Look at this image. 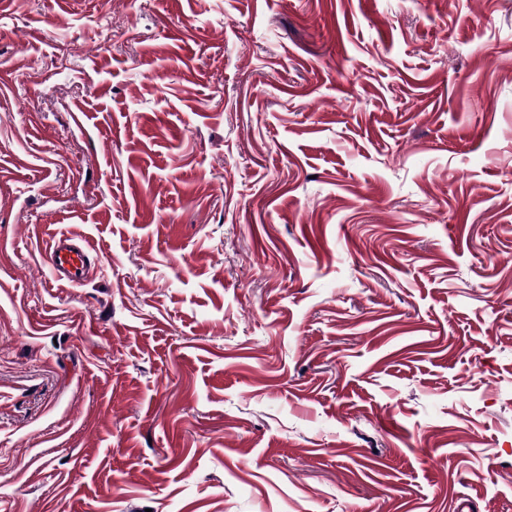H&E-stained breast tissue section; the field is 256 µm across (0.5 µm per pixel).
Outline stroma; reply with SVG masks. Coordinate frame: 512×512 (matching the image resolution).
Masks as SVG:
<instances>
[{"mask_svg":"<svg viewBox=\"0 0 512 512\" xmlns=\"http://www.w3.org/2000/svg\"><path fill=\"white\" fill-rule=\"evenodd\" d=\"M0 240V512H512V0H0ZM76 238L62 236L54 241L49 251V264L58 281L77 284L86 278L90 259Z\"/></svg>","mask_w":512,"mask_h":512,"instance_id":"stroma-1","label":"stroma"}]
</instances>
